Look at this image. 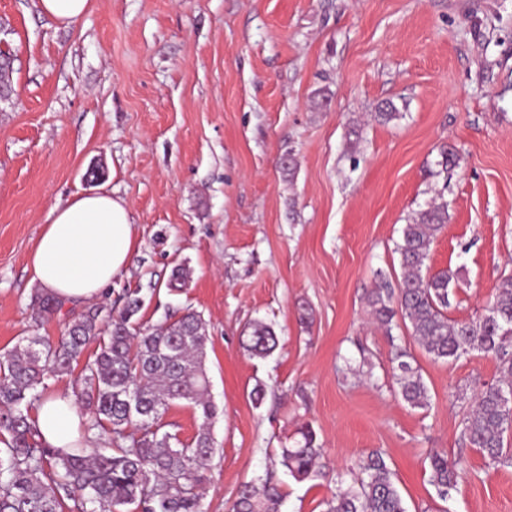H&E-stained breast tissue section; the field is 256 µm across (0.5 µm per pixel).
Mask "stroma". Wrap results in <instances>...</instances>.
<instances>
[{"label": "stroma", "mask_w": 512, "mask_h": 512, "mask_svg": "<svg viewBox=\"0 0 512 512\" xmlns=\"http://www.w3.org/2000/svg\"><path fill=\"white\" fill-rule=\"evenodd\" d=\"M37 4L0 0L14 58L0 100V354L33 334L58 341L88 310L67 301L34 326L29 257L57 202L104 191L127 203L139 249L95 305L119 310L137 289L141 323L188 306L206 324L204 512H228L305 426L327 474L282 475L281 512H324L374 450L408 512H512V462L461 440L496 361L433 360L367 304L398 285L402 227L439 193L448 222L424 271L460 270L449 319L482 314L512 273V0H89L70 26ZM389 103L399 116L384 123ZM446 148L458 160L441 174ZM177 264L190 279L172 292ZM255 320L279 337L271 356L242 347ZM393 335L429 409L398 394ZM433 451L469 460L445 499Z\"/></svg>", "instance_id": "1"}]
</instances>
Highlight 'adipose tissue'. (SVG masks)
Segmentation results:
<instances>
[{"instance_id": "obj_1", "label": "adipose tissue", "mask_w": 512, "mask_h": 512, "mask_svg": "<svg viewBox=\"0 0 512 512\" xmlns=\"http://www.w3.org/2000/svg\"><path fill=\"white\" fill-rule=\"evenodd\" d=\"M136 245L124 200L106 192L80 195L52 208L30 257L32 278L58 297L95 300L127 272ZM33 421L52 447H69L81 437L82 418L71 394L43 399Z\"/></svg>"}]
</instances>
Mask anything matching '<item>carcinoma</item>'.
<instances>
[{
	"label": "carcinoma",
	"mask_w": 512,
	"mask_h": 512,
	"mask_svg": "<svg viewBox=\"0 0 512 512\" xmlns=\"http://www.w3.org/2000/svg\"><path fill=\"white\" fill-rule=\"evenodd\" d=\"M448 222V204L433 201L417 211L396 244L404 276L397 289L383 282L369 297L372 314L387 336L395 318L409 322L412 335L436 360L456 361L477 351L498 363L499 377L480 392L465 418L462 443L493 463L512 460V275L500 280L485 313L469 321L448 319L449 296L459 271L428 277L421 270L436 234ZM117 316L89 309L75 318L53 345L40 336L26 339L0 357V512H203V486L214 454L209 426L216 407L208 397L204 364L207 343L201 315L187 308L156 329L135 320L143 298L128 292ZM34 320L42 322L62 307L39 295ZM244 348L266 357L278 337L254 321ZM97 348L83 368L76 397L88 409L85 448H52L40 438L31 410L45 394L47 380L71 371L72 364ZM399 394L412 408L430 407L428 388L413 357L392 343ZM176 402L193 407L202 419L190 442L164 430L162 416ZM112 447L99 446L101 435ZM280 449L281 465L296 480L321 473V449L313 431ZM430 483L442 499L457 488L466 459L429 456ZM283 493L275 472L244 484L230 512H280ZM324 512H407L384 454L373 451L357 463L353 486L324 502Z\"/></svg>",
	"instance_id": "carcinoma-1"
}]
</instances>
